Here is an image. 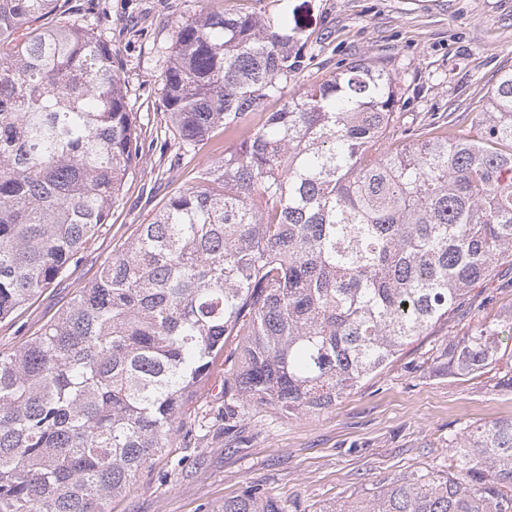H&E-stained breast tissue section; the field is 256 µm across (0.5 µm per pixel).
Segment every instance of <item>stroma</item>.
Returning a JSON list of instances; mask_svg holds the SVG:
<instances>
[{
    "label": "stroma",
    "instance_id": "1",
    "mask_svg": "<svg viewBox=\"0 0 512 512\" xmlns=\"http://www.w3.org/2000/svg\"><path fill=\"white\" fill-rule=\"evenodd\" d=\"M299 6L304 67L286 95L320 84L342 65L389 57L398 82L394 133L417 134L451 112L485 111L501 71L512 68V0H101L112 56L128 87L142 154L120 201L91 250L11 317L0 321V354L18 349L81 287L91 283L137 225L150 223L176 187L231 147L225 136L199 146L170 182L164 172L176 143L160 148L165 58L180 23L214 7L278 15ZM474 314L438 324L382 372L316 414L287 417L247 408L224 421V363L189 401L190 417L173 447L150 459L130 490L105 512H220L249 488L285 512H321L338 501L369 497L412 472L442 473L452 439L476 426L512 419V391L493 374L464 381L421 369L432 347L447 343L477 319L512 308V275L498 274L471 293Z\"/></svg>",
    "mask_w": 512,
    "mask_h": 512
}]
</instances>
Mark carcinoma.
<instances>
[{"label": "carcinoma", "mask_w": 512, "mask_h": 512, "mask_svg": "<svg viewBox=\"0 0 512 512\" xmlns=\"http://www.w3.org/2000/svg\"><path fill=\"white\" fill-rule=\"evenodd\" d=\"M0 0V320L94 244L141 156L100 0ZM282 14L203 11L164 72V132L186 155L236 141L170 197L43 331L0 354V512H102L173 444L230 338L224 416L328 409L415 338L468 314L512 256V68L477 137L391 132L397 79L343 66L258 124L302 66ZM56 16L51 26L41 21ZM512 311L430 355L438 375L498 370ZM222 512H283L254 489ZM324 512H512V419L452 440L448 471L411 474Z\"/></svg>", "instance_id": "obj_1"}]
</instances>
